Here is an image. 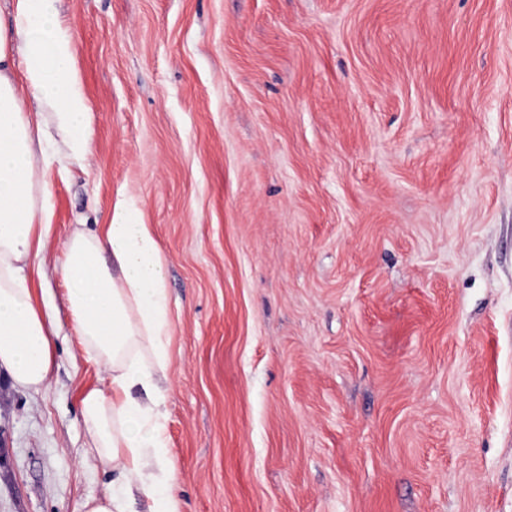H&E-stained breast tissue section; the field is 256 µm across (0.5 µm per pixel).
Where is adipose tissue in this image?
<instances>
[{
	"instance_id": "obj_1",
	"label": "adipose tissue",
	"mask_w": 512,
	"mask_h": 512,
	"mask_svg": "<svg viewBox=\"0 0 512 512\" xmlns=\"http://www.w3.org/2000/svg\"><path fill=\"white\" fill-rule=\"evenodd\" d=\"M91 114L59 0H11L0 14V365L21 387L43 386L53 365V321L29 274L45 278L51 214L45 175L84 166ZM136 206L80 228L54 266L66 285L73 331L106 377L81 399L82 426L111 491L88 512H182L161 406L171 321L165 259Z\"/></svg>"
}]
</instances>
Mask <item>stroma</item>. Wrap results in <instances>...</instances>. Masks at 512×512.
Returning a JSON list of instances; mask_svg holds the SVG:
<instances>
[{
	"instance_id": "1",
	"label": "stroma",
	"mask_w": 512,
	"mask_h": 512,
	"mask_svg": "<svg viewBox=\"0 0 512 512\" xmlns=\"http://www.w3.org/2000/svg\"><path fill=\"white\" fill-rule=\"evenodd\" d=\"M92 116L47 264L135 199L167 268L182 512H512V0H63ZM0 366V512L112 483L65 285Z\"/></svg>"
}]
</instances>
